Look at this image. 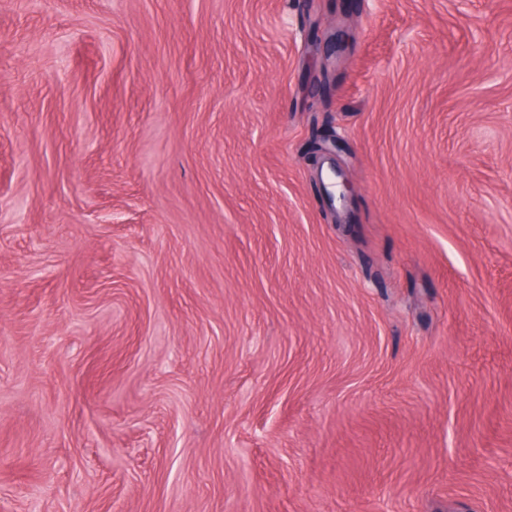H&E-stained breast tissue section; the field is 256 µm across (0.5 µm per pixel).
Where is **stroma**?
Masks as SVG:
<instances>
[{
	"label": "stroma",
	"mask_w": 512,
	"mask_h": 512,
	"mask_svg": "<svg viewBox=\"0 0 512 512\" xmlns=\"http://www.w3.org/2000/svg\"><path fill=\"white\" fill-rule=\"evenodd\" d=\"M0 512H512V0H0Z\"/></svg>",
	"instance_id": "35a3bbf8"
}]
</instances>
